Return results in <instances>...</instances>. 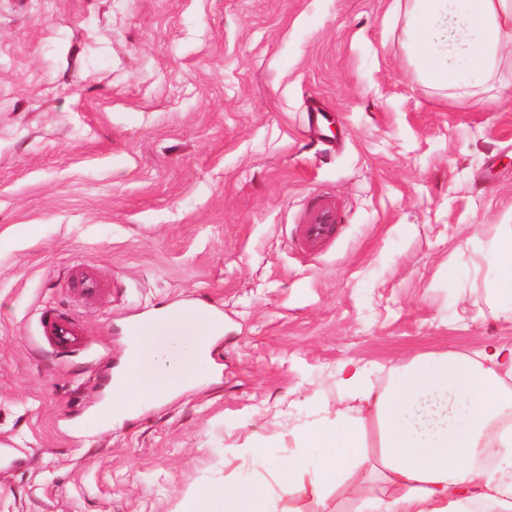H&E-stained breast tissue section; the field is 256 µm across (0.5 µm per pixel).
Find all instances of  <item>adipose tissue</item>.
<instances>
[{"mask_svg":"<svg viewBox=\"0 0 512 512\" xmlns=\"http://www.w3.org/2000/svg\"><path fill=\"white\" fill-rule=\"evenodd\" d=\"M405 15L409 59L427 84L470 96L512 57V0H405ZM462 53L469 59L468 80L456 66ZM483 260L486 294L512 318V226L500 232ZM216 330L190 308L159 315L135 330L117 376L121 388L113 392L105 417L121 419L192 383ZM340 374L366 403L367 416L341 413L302 432L298 447L321 449L318 462L301 452L274 482L302 497L326 487L364 496L365 488L346 484L360 455L337 456L333 445L341 432L358 450L371 426L382 481L375 512H468L473 504L512 512V343L487 345L474 359L448 353L415 358L381 391L364 385L360 369L344 367ZM488 449L494 456L489 465L483 462ZM271 484L202 488L184 502L183 512H268Z\"/></svg>","mask_w":512,"mask_h":512,"instance_id":"ef3b65f1","label":"adipose tissue"}]
</instances>
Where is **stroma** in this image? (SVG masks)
<instances>
[{"label": "stroma", "mask_w": 512, "mask_h": 512, "mask_svg": "<svg viewBox=\"0 0 512 512\" xmlns=\"http://www.w3.org/2000/svg\"><path fill=\"white\" fill-rule=\"evenodd\" d=\"M393 4L0 0V512H180L353 405L343 363L381 388L512 342L482 260L512 225V66L471 99L424 83ZM322 196L339 220L313 254ZM169 306L220 318L196 382L101 419L131 324ZM47 308L84 348H46ZM273 490L272 512L343 502ZM303 229L299 244L303 249L311 250L319 246L332 235L336 223V204L325 199L313 204L302 219ZM74 289L88 299L97 298L102 292L100 282L89 272L78 269L72 277Z\"/></svg>", "instance_id": "obj_1"}]
</instances>
